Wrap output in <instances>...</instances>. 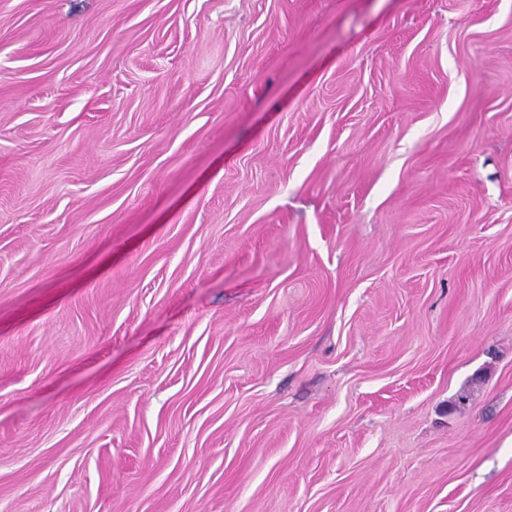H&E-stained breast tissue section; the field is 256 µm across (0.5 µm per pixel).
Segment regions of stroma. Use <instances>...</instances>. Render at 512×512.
<instances>
[{
	"label": "stroma",
	"instance_id": "stroma-1",
	"mask_svg": "<svg viewBox=\"0 0 512 512\" xmlns=\"http://www.w3.org/2000/svg\"><path fill=\"white\" fill-rule=\"evenodd\" d=\"M0 512H512V0H0Z\"/></svg>",
	"mask_w": 512,
	"mask_h": 512
}]
</instances>
